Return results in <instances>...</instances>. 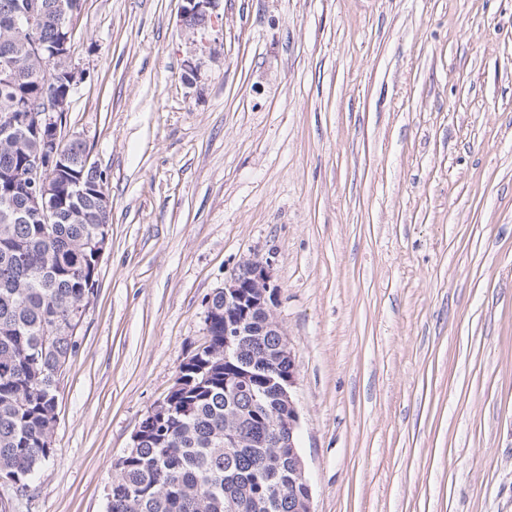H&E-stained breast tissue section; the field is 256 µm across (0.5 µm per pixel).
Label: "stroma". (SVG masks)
<instances>
[{"label":"stroma","instance_id":"obj_1","mask_svg":"<svg viewBox=\"0 0 512 512\" xmlns=\"http://www.w3.org/2000/svg\"><path fill=\"white\" fill-rule=\"evenodd\" d=\"M180 0H81L59 123L112 200L9 512H106L208 297L273 263L313 512H512V0H219L187 81Z\"/></svg>","mask_w":512,"mask_h":512}]
</instances>
